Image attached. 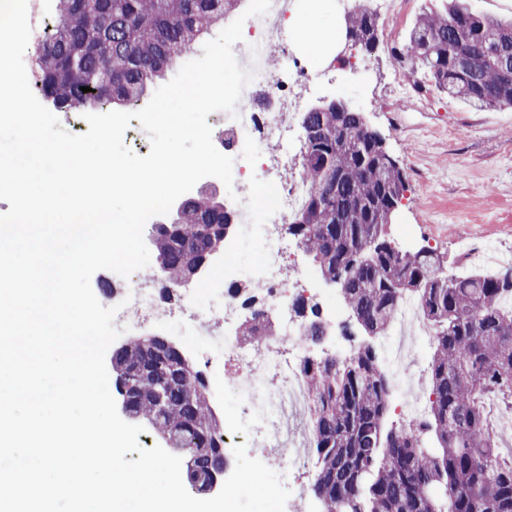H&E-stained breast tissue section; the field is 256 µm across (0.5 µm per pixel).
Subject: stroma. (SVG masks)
<instances>
[{"mask_svg": "<svg viewBox=\"0 0 512 512\" xmlns=\"http://www.w3.org/2000/svg\"><path fill=\"white\" fill-rule=\"evenodd\" d=\"M444 7V0H412L396 37L360 52L365 78L337 72L335 85L312 91L307 102L336 97L364 113L406 177L388 240L404 251L430 247L446 272L464 276L475 267L458 249L461 240L489 250L509 247L500 266L512 267V109H473L438 93L422 73L400 67L394 50L416 17ZM297 14L311 34L344 43L336 0H298Z\"/></svg>", "mask_w": 512, "mask_h": 512, "instance_id": "stroma-1", "label": "stroma"}]
</instances>
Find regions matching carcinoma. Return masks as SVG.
Instances as JSON below:
<instances>
[{"label": "carcinoma", "mask_w": 512, "mask_h": 512, "mask_svg": "<svg viewBox=\"0 0 512 512\" xmlns=\"http://www.w3.org/2000/svg\"><path fill=\"white\" fill-rule=\"evenodd\" d=\"M238 2L59 0L52 33L40 44L37 92L64 112L136 103ZM379 35L375 14L349 12L346 41L370 52ZM395 56L474 109L512 108V20L479 17L450 0L445 11L416 18ZM302 134L307 199L288 233L323 282H340L365 335L382 334L407 297L417 299L435 333L431 398L414 429L387 427L391 381L371 342L307 363L311 492L320 512H512V454L500 451L489 414L493 406L512 413V271L450 276L432 248L391 245L387 226L405 178L363 112L324 101L304 113ZM151 229L156 276L181 285L202 278L235 224L224 203L200 191L170 223ZM310 310L302 343L314 348L326 322ZM270 335L256 312L239 326L255 347ZM112 379L126 415L143 418L167 447L196 456L194 480H209L224 454V422L182 349L164 336L133 339L112 350Z\"/></svg>", "instance_id": "obj_1"}]
</instances>
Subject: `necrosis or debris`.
<instances>
[{
    "instance_id": "1",
    "label": "necrosis or debris",
    "mask_w": 512,
    "mask_h": 512,
    "mask_svg": "<svg viewBox=\"0 0 512 512\" xmlns=\"http://www.w3.org/2000/svg\"><path fill=\"white\" fill-rule=\"evenodd\" d=\"M295 14L296 0H271L265 16L244 22L243 38L234 44L233 54L256 77L244 87L235 113L225 114L218 135L234 160L233 221L258 245L245 274L258 295L260 311L277 314L274 335L253 351L232 339L241 303L216 276L204 283L207 303L202 308L194 293L180 288L173 302L162 301L156 280L135 274L113 276L109 295L119 307L114 319L119 330L176 316L188 348L197 349L204 362L220 358L229 363L231 373L214 389L236 395L242 414L225 421V448L246 437L265 465L293 483L285 512H309V494L299 478L311 455L313 397L305 377L308 354L301 343L302 326L292 310L295 298L305 293L308 278L292 265L293 246L288 239V225L306 199L307 185L301 165L289 164L286 148L306 93L328 78L336 64L330 61L319 69L310 68L289 37V22ZM273 55L283 64L276 74L267 66ZM269 140L280 142L282 151L268 152ZM432 333L416 300H403L390 324L388 358L382 368L399 388L396 410L410 426L421 419L429 398V386L416 371L412 342Z\"/></svg>"
}]
</instances>
